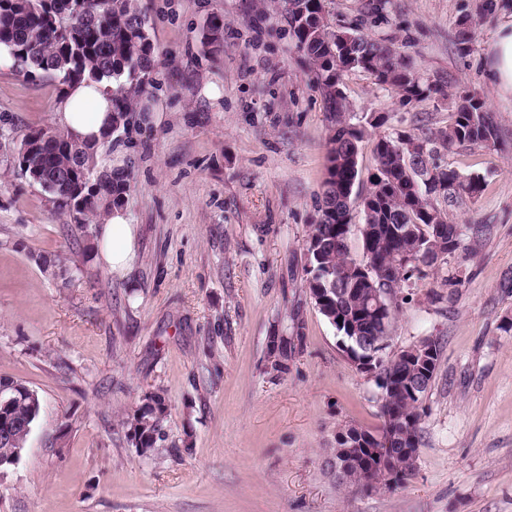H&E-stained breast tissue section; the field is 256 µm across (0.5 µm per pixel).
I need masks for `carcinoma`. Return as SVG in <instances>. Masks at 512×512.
Returning a JSON list of instances; mask_svg holds the SVG:
<instances>
[{"instance_id":"1","label":"carcinoma","mask_w":512,"mask_h":512,"mask_svg":"<svg viewBox=\"0 0 512 512\" xmlns=\"http://www.w3.org/2000/svg\"><path fill=\"white\" fill-rule=\"evenodd\" d=\"M276 4L321 92L331 123L319 217L310 225L306 244L307 288L312 296L321 290L328 294L322 315L339 335L358 336L367 349L380 353L373 362L375 385L381 393L380 434L391 440L398 488L416 469L414 453L423 444V401L442 351L439 338H425L432 347L430 368L411 361L405 350L394 357L386 355L392 321L400 308V290L431 276L453 295L463 280L457 268L448 266V258L471 251V241L491 233L488 224L464 227L448 222L447 207L476 198L483 178L464 176L438 163V157L456 145L497 148L501 135L484 102L473 105L475 96L466 95L444 128L402 130L376 138V167L360 209H354L359 151L368 130L361 128L352 112L342 77L366 73L375 84L397 90L404 105L448 96V82L423 79L391 40L372 39L351 26L332 24L324 0H276ZM146 24L136 0H0V44L10 48L13 67L63 83L85 76L112 79L113 129L117 131L128 127L138 97L150 85L154 47ZM201 45L212 56L224 50V16L212 13L206 18ZM421 155L436 170L431 180L422 179L413 167ZM78 162L87 165L89 174H98L99 191L112 197V204L121 203L129 184L107 173L105 159L94 148L78 144L70 150L58 145L45 156L31 159L57 176L55 181L37 182L57 208L66 210L60 198L70 191L66 177ZM353 235L361 243L358 256L351 253ZM421 257L423 266L412 264ZM338 318L342 323L336 322ZM303 340L298 335L280 338L272 368L287 369L288 347ZM0 385V400L9 401L10 446L24 448L40 417L41 400L13 391L15 386L26 387L20 380L3 378ZM167 412L165 396L153 393L123 419L141 452H152L166 440L162 423ZM355 452L339 484L359 491L364 464L371 456L361 447Z\"/></svg>"}]
</instances>
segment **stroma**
<instances>
[{
    "label": "stroma",
    "instance_id": "35a3bbf8",
    "mask_svg": "<svg viewBox=\"0 0 512 512\" xmlns=\"http://www.w3.org/2000/svg\"><path fill=\"white\" fill-rule=\"evenodd\" d=\"M326 0L331 22L392 37L447 98L401 105L366 74L343 78L357 115L380 134L416 120L447 126L461 93L479 97L512 143V101L487 76L486 49L512 0ZM154 45L149 121L112 136L136 226L126 276L92 237L25 178L15 153L53 124L58 81L0 72V376L36 390L43 411L0 477V512H512V152L456 146L442 165L483 176L452 222L489 224L452 258L465 282L432 303L431 280L405 291L389 354L421 337L443 345L424 399V444L401 488L355 493L330 466L337 429L379 431L380 392L318 312L303 270L327 169L324 100L274 5L260 0H138ZM224 51L203 53L208 14ZM471 39L459 46L462 21ZM67 260L61 276L46 262ZM303 334L287 369L270 340ZM154 391L167 440L141 454L122 418Z\"/></svg>",
    "mask_w": 512,
    "mask_h": 512
}]
</instances>
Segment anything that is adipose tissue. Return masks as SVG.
Listing matches in <instances>:
<instances>
[{"instance_id": "adipose-tissue-1", "label": "adipose tissue", "mask_w": 512, "mask_h": 512, "mask_svg": "<svg viewBox=\"0 0 512 512\" xmlns=\"http://www.w3.org/2000/svg\"><path fill=\"white\" fill-rule=\"evenodd\" d=\"M488 77L501 99L512 98V21L502 24L488 48ZM111 80H75L64 86L55 117L65 133L78 142L101 144L112 127ZM100 255L113 273L124 274L134 257L135 229L127 215L104 208L97 235Z\"/></svg>"}]
</instances>
